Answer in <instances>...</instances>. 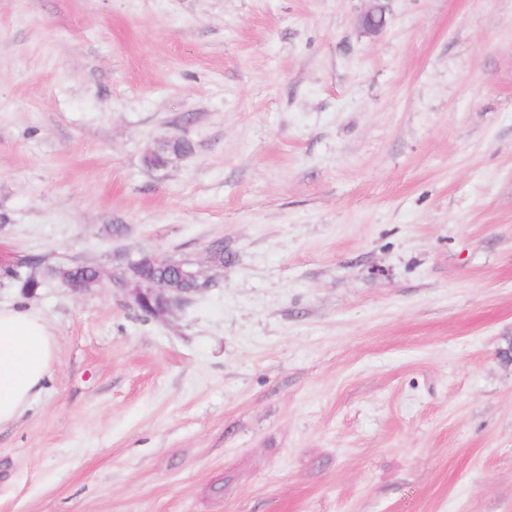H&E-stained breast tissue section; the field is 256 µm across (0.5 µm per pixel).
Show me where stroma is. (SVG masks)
<instances>
[{
	"label": "stroma",
	"mask_w": 512,
	"mask_h": 512,
	"mask_svg": "<svg viewBox=\"0 0 512 512\" xmlns=\"http://www.w3.org/2000/svg\"><path fill=\"white\" fill-rule=\"evenodd\" d=\"M216 240L172 316L112 286ZM19 303L57 355L0 512H512V0H0ZM150 148V149H149ZM187 155L192 151L190 142L185 138L162 139L149 146L142 158L148 169L162 168L170 164L171 151ZM45 276L56 280L61 287L63 283H72L76 280L90 279L97 276V271L90 265L65 263L46 265ZM100 274L93 280L86 281L76 286H67L72 291H84L92 288L99 281ZM64 288V287H63Z\"/></svg>",
	"instance_id": "35a3bbf8"
}]
</instances>
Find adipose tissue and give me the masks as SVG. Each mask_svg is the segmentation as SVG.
Wrapping results in <instances>:
<instances>
[{"label":"adipose tissue","mask_w":512,"mask_h":512,"mask_svg":"<svg viewBox=\"0 0 512 512\" xmlns=\"http://www.w3.org/2000/svg\"><path fill=\"white\" fill-rule=\"evenodd\" d=\"M56 350L37 311L0 306V425L16 420L42 393Z\"/></svg>","instance_id":"obj_1"}]
</instances>
